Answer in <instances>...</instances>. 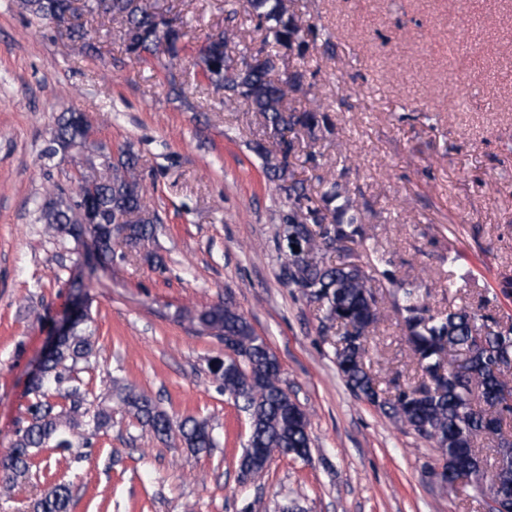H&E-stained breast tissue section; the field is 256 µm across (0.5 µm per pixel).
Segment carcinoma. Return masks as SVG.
<instances>
[{
    "instance_id": "obj_1",
    "label": "carcinoma",
    "mask_w": 512,
    "mask_h": 512,
    "mask_svg": "<svg viewBox=\"0 0 512 512\" xmlns=\"http://www.w3.org/2000/svg\"><path fill=\"white\" fill-rule=\"evenodd\" d=\"M257 26L266 38L285 50L303 54L306 42L301 17L287 0H248ZM19 7L39 22L69 19L67 31L75 48L89 54L87 30L76 14L72 0H19ZM89 11L121 18L125 23L126 54L145 60L164 55L175 67L185 51L183 23L159 10L151 0H93ZM234 35L227 30L209 36L198 49L195 66L201 79L224 92V104L244 101L275 137L271 148L258 143L254 150L263 160L266 177L276 183L287 208L277 213L275 244L281 260V277L288 287L317 306L323 335L336 336V367L349 389L360 399L380 409L387 417L432 443L440 460L466 466L465 486L473 497L512 501V435L505 426L512 418V404L504 388L512 380V321L504 322L483 313L484 306H448L432 312L413 283L386 268L389 264L371 245L365 215L358 201L343 194L336 183L319 194L291 170V159L300 147L299 136L318 140L330 131L322 104L292 105L290 94L298 83L294 75L276 81L283 56L260 50L254 63H239L228 51ZM93 149L80 172L92 188L91 199L99 216L93 229L95 253L83 266L112 258V246L120 239L134 248L149 239L161 216L145 203L139 178V156L132 148L117 155L90 142L89 127L66 110L57 117L45 150L51 159L61 154ZM40 219L61 236L86 222L85 207L77 196L55 185L52 197L41 209ZM375 256L372 272L353 261L352 246ZM299 250H293V247ZM336 254L337 260L328 258ZM380 275L391 286V308L397 317L417 367V381L394 383V393L366 366L368 341L383 314L372 281ZM194 320L200 330L224 340L231 353L209 367L215 379L224 382V394L247 415L248 437L239 462L248 463L250 478L263 475L268 458L250 460L248 449L268 453L300 454L311 447L307 414L288 411L290 394L281 380L277 357L248 319L231 304L213 305L198 311ZM83 312L71 333L40 363L42 377L31 382L35 402L30 418L8 454L0 459L3 481L14 482L29 473L33 458L44 448H79L81 429L112 428V402H117L160 439L178 433L181 443L195 452L214 448L217 441L208 421L185 417L173 422L147 394L113 382L98 403L86 399L77 385L69 386L63 398L51 401L50 389L72 381L71 372L96 353L89 323ZM70 485L57 483L43 490L31 503V512H69Z\"/></svg>"
}]
</instances>
